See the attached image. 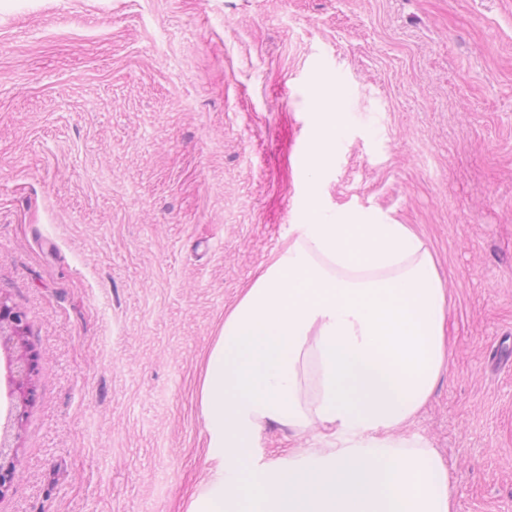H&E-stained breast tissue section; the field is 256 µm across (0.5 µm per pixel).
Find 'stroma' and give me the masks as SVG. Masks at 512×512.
<instances>
[{
	"label": "stroma",
	"mask_w": 512,
	"mask_h": 512,
	"mask_svg": "<svg viewBox=\"0 0 512 512\" xmlns=\"http://www.w3.org/2000/svg\"><path fill=\"white\" fill-rule=\"evenodd\" d=\"M312 201L429 248L448 368L402 433L456 512H512V0H0V296L36 354L0 512H184L206 354ZM318 136L311 155V178L317 180L329 163L336 142L344 134V120L340 111L320 112L317 115Z\"/></svg>",
	"instance_id": "35a3bbf8"
}]
</instances>
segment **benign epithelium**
Returning a JSON list of instances; mask_svg holds the SVG:
<instances>
[{"instance_id":"7a95c632","label":"benign epithelium","mask_w":512,"mask_h":512,"mask_svg":"<svg viewBox=\"0 0 512 512\" xmlns=\"http://www.w3.org/2000/svg\"><path fill=\"white\" fill-rule=\"evenodd\" d=\"M23 318L22 313L0 302V345L23 340ZM35 367V356L27 352L16 356L8 363L6 389L9 400L7 420L10 426L0 429V498L11 487L19 466L17 443L10 441L12 437L18 438V434H9L8 428H18L25 416V406L32 395L28 382L35 373Z\"/></svg>"}]
</instances>
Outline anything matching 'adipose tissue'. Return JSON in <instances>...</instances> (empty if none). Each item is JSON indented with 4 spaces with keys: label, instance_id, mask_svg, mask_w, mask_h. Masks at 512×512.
I'll return each instance as SVG.
<instances>
[{
    "label": "adipose tissue",
    "instance_id": "obj_1",
    "mask_svg": "<svg viewBox=\"0 0 512 512\" xmlns=\"http://www.w3.org/2000/svg\"><path fill=\"white\" fill-rule=\"evenodd\" d=\"M311 177L344 134L317 115ZM227 315L198 388L208 469L185 512H455L448 469L396 437L448 365L445 294L405 224L310 204ZM313 444L264 460L270 425Z\"/></svg>",
    "mask_w": 512,
    "mask_h": 512
}]
</instances>
